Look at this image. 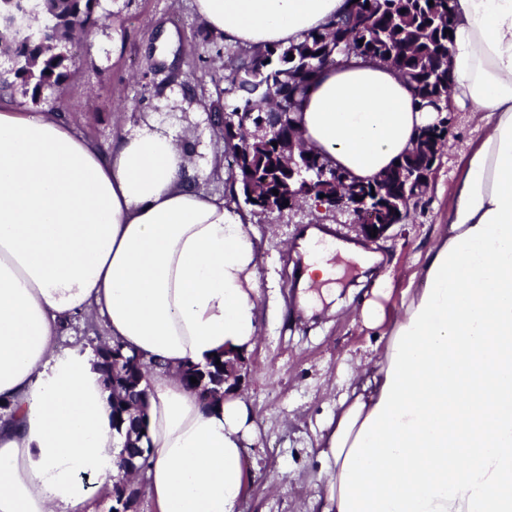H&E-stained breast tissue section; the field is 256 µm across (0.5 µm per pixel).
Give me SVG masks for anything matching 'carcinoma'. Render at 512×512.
<instances>
[{
  "label": "carcinoma",
  "instance_id": "obj_1",
  "mask_svg": "<svg viewBox=\"0 0 512 512\" xmlns=\"http://www.w3.org/2000/svg\"><path fill=\"white\" fill-rule=\"evenodd\" d=\"M347 12L324 29L308 33L287 47L275 44L261 51L240 49L221 61L224 75V121L238 112H254L264 104L293 112L308 86L325 69L343 64L349 55L366 56L392 67L411 86L420 101L435 103L448 112V41L452 29L450 0H348ZM99 0H0V18L38 10L53 20L44 40L29 39V32L0 31V53L17 60L14 78L32 89L31 101L41 90L63 81L84 60L77 53H57L56 46L78 36L84 48L95 38L100 17ZM293 58H288V55ZM247 136L243 127L224 136L231 152V179L239 181V150ZM255 173L270 179L280 201L288 188L276 181L280 160L271 150L254 154Z\"/></svg>",
  "mask_w": 512,
  "mask_h": 512
}]
</instances>
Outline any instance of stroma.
<instances>
[{
    "mask_svg": "<svg viewBox=\"0 0 512 512\" xmlns=\"http://www.w3.org/2000/svg\"><path fill=\"white\" fill-rule=\"evenodd\" d=\"M102 22L83 65L60 84L44 88L32 103L21 85L9 93L25 111L55 110L99 145L111 144L121 127L147 121L166 125L179 141L196 145L197 167L207 175L200 189L222 195L230 207L244 209L233 184L224 146L216 144L206 120L224 72L218 52L224 39L202 43L192 0H99ZM188 112L181 120L180 112ZM451 133L428 192L405 224L389 238L372 243L382 260L365 268L334 255L338 277L298 288L305 256L297 241L310 227L335 242L356 234L347 214H326L307 204L284 213L250 212L253 234L263 255L259 291L264 311L249 374L233 391L251 407L260 438L244 464L252 477L239 512H311L324 491L319 478L316 439L336 406L341 375L372 367L383 347L364 328L359 314L367 292L387 282L390 314L400 311L401 291L432 245L454 204L452 185L462 176L470 153L485 135L478 113L456 107Z\"/></svg>",
    "mask_w": 512,
    "mask_h": 512,
    "instance_id": "1",
    "label": "stroma"
}]
</instances>
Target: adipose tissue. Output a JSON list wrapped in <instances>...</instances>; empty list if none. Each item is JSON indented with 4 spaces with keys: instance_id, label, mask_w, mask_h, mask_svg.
I'll list each match as a JSON object with an SVG mask.
<instances>
[{
    "instance_id": "ef3b65f1",
    "label": "adipose tissue",
    "mask_w": 512,
    "mask_h": 512,
    "mask_svg": "<svg viewBox=\"0 0 512 512\" xmlns=\"http://www.w3.org/2000/svg\"><path fill=\"white\" fill-rule=\"evenodd\" d=\"M213 33L251 50L300 42L347 0H194ZM458 103L487 133L448 224L386 315L384 338L320 428L316 512H512V0H453ZM294 121L305 145L360 181L395 165L434 115L388 66L323 71ZM181 142L155 123L100 147L62 118L0 97V512H97L125 434L89 349L96 318L149 373L139 442L154 512H237L259 429L245 400L208 402L178 372L253 351L261 252L247 214L187 182Z\"/></svg>"
}]
</instances>
